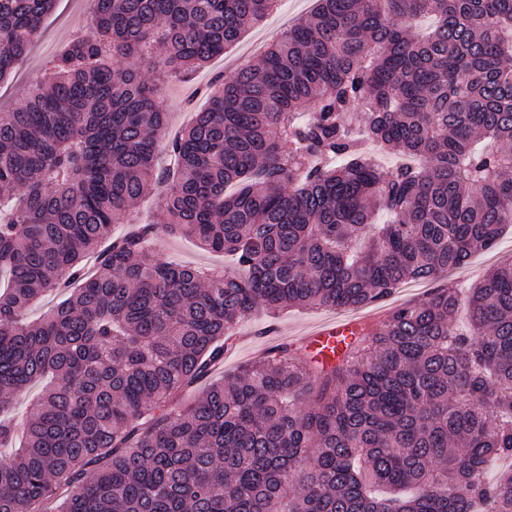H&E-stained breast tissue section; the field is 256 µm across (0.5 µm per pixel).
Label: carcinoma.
<instances>
[{"label":"carcinoma","instance_id":"obj_1","mask_svg":"<svg viewBox=\"0 0 512 512\" xmlns=\"http://www.w3.org/2000/svg\"><path fill=\"white\" fill-rule=\"evenodd\" d=\"M55 2L0 0V82ZM88 2L92 33L0 111V394L48 380L0 419V512H512V471L486 478L512 457V258L470 289L465 327L442 286L332 365L284 346L175 405L258 309L363 307L496 245L512 0H316L167 140L159 80L277 0ZM367 142L420 164L384 171ZM162 185L165 230L238 271L157 255L134 217Z\"/></svg>","mask_w":512,"mask_h":512}]
</instances>
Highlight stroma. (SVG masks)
<instances>
[{
    "instance_id": "35a3bbf8",
    "label": "stroma",
    "mask_w": 512,
    "mask_h": 512,
    "mask_svg": "<svg viewBox=\"0 0 512 512\" xmlns=\"http://www.w3.org/2000/svg\"><path fill=\"white\" fill-rule=\"evenodd\" d=\"M315 0H280V5L260 28L246 30L241 41L224 55L212 60L185 81H175L165 90L170 112L169 134L175 135L190 123L195 111L205 100V91L211 80L225 72L226 66L241 55L258 57L262 46L273 40L284 25L294 17L308 14ZM88 9L86 0H56L51 14L43 25V33L34 44L28 57L21 60L15 72L0 82V106H14L20 101V91L26 82L38 78L44 65L56 55L75 35L86 33ZM155 247L161 256L200 267H220L225 263L222 254L201 249L196 241L186 237H173L159 233ZM512 256V231H504L497 246L490 251L479 252L468 263L449 271L448 277L462 286L475 284L501 259ZM436 287L432 281L411 282L397 288L383 301L360 308L348 309H297L288 308L278 316L269 317L258 312L241 322L239 334L231 349L224 354V362L217 367L213 378L234 373L243 363L251 361L272 348L290 343L301 362H309V331L329 319L350 317L373 327L383 320L388 309L411 300L424 298Z\"/></svg>"
}]
</instances>
